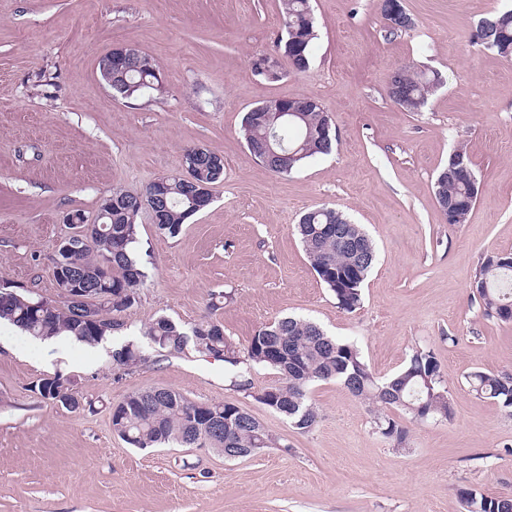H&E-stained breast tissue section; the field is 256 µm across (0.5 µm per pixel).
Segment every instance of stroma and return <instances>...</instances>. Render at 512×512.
Returning a JSON list of instances; mask_svg holds the SVG:
<instances>
[{
	"instance_id": "35a3bbf8",
	"label": "stroma",
	"mask_w": 512,
	"mask_h": 512,
	"mask_svg": "<svg viewBox=\"0 0 512 512\" xmlns=\"http://www.w3.org/2000/svg\"><path fill=\"white\" fill-rule=\"evenodd\" d=\"M317 37L303 73L267 81L255 54L276 50L280 0H0V281L59 300L52 273L63 218H95L113 188L140 192L182 172L186 148L224 158L213 201L182 233L137 219L147 278L109 339L47 360L0 323V512H465L458 492H512V412L470 391L477 369L512 373V321L485 315L472 282L484 257L512 253V61L474 43L512 0H403L413 24L388 34L378 0H311ZM118 45L154 57L164 90L113 93L98 63ZM405 65L445 82L423 111L387 95ZM313 96L331 118L330 154L287 176L247 149L244 115L272 98ZM466 145L482 192L462 224L433 193L439 168ZM336 208L372 238L377 261L354 312L340 309L294 232L301 215ZM307 317L355 342L378 376L415 350L433 352L453 397L447 421L411 426L403 448L379 434L367 406L335 381L313 385L306 432L254 399L280 382L257 367L251 393L231 389L224 362L144 335L166 316L217 319L246 351L285 316ZM144 359L115 368L112 346ZM69 377L80 409L33 386ZM170 387L199 403H233L277 447L239 459L211 448H135L112 428L132 392Z\"/></svg>"
}]
</instances>
